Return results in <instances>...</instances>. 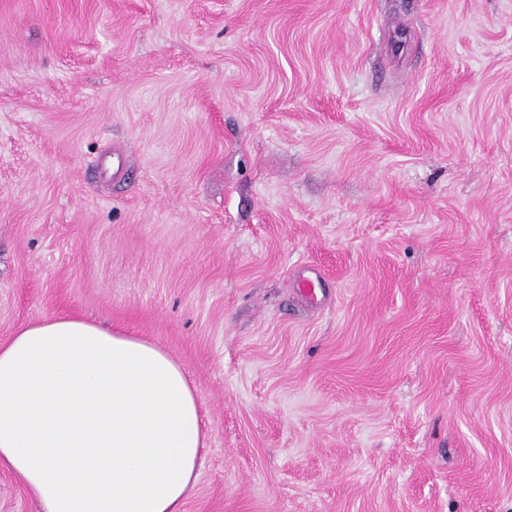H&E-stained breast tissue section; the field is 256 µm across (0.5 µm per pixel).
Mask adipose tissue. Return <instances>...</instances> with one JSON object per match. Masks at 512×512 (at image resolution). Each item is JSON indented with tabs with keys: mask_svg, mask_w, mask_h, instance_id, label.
<instances>
[{
	"mask_svg": "<svg viewBox=\"0 0 512 512\" xmlns=\"http://www.w3.org/2000/svg\"><path fill=\"white\" fill-rule=\"evenodd\" d=\"M204 446L188 374L155 344L67 316L0 343V467L45 512H181Z\"/></svg>",
	"mask_w": 512,
	"mask_h": 512,
	"instance_id": "ef3b65f1",
	"label": "adipose tissue"
}]
</instances>
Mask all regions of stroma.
<instances>
[{"mask_svg":"<svg viewBox=\"0 0 512 512\" xmlns=\"http://www.w3.org/2000/svg\"><path fill=\"white\" fill-rule=\"evenodd\" d=\"M59 315L186 369L182 512H512V0H0V342Z\"/></svg>","mask_w":512,"mask_h":512,"instance_id":"1","label":"stroma"}]
</instances>
